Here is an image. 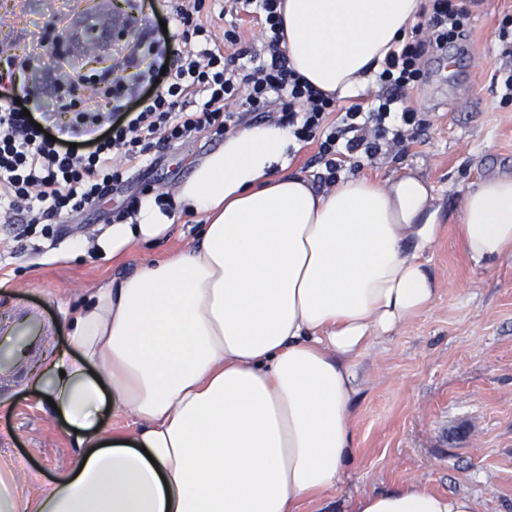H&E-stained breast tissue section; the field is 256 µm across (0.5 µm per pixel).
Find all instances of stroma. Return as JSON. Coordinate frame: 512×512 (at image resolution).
Here are the masks:
<instances>
[{
  "mask_svg": "<svg viewBox=\"0 0 512 512\" xmlns=\"http://www.w3.org/2000/svg\"><path fill=\"white\" fill-rule=\"evenodd\" d=\"M94 2L0 0V74L8 73V58L34 56L24 74L30 106L50 109V125L69 117L52 109L56 72L46 50L57 39L58 18ZM470 10L467 38L449 48L446 59L430 60L425 80L406 96V106L428 120L426 134L402 154L343 158L339 178L382 180L406 166L427 182L442 211L455 214L462 182L512 170V99L493 78L512 57V26L502 24L512 16V0H474ZM217 147L209 130L193 133L143 168L132 192L173 193ZM174 222L170 237L133 249L119 264L91 249L75 252V242H95L104 227L91 210L66 224L63 243L44 254L0 225V244L7 247L0 254V318L38 310L50 331L46 353L74 352L69 317L85 292L187 249L202 219L179 213ZM428 259L435 301L353 360L358 448L341 482L301 512H350L360 494L408 482L473 497L480 512H512V259L475 267L451 225ZM74 454L61 420L39 408L28 370L1 379L0 461H10L20 475V493L46 489Z\"/></svg>",
  "mask_w": 512,
  "mask_h": 512,
  "instance_id": "stroma-1",
  "label": "stroma"
}]
</instances>
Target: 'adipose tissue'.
Masks as SVG:
<instances>
[{
    "mask_svg": "<svg viewBox=\"0 0 512 512\" xmlns=\"http://www.w3.org/2000/svg\"><path fill=\"white\" fill-rule=\"evenodd\" d=\"M423 0H283L293 69L339 99L374 83ZM288 128L229 134L180 184L176 211L200 242L93 289L71 319L79 351L36 386L74 436L70 467L19 495L0 464V512H299L340 481L356 447L351 361L428 309L425 255L444 217L409 168L317 192L289 169ZM457 217L478 267L512 259V174L463 184ZM156 198L98 240L105 258L167 236ZM111 406L137 419L103 426ZM353 512H479L467 495L408 483L361 495Z\"/></svg>",
    "mask_w": 512,
    "mask_h": 512,
    "instance_id": "obj_1",
    "label": "adipose tissue"
}]
</instances>
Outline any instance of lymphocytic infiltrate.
Returning a JSON list of instances; mask_svg holds the SVG:
<instances>
[{
  "mask_svg": "<svg viewBox=\"0 0 512 512\" xmlns=\"http://www.w3.org/2000/svg\"><path fill=\"white\" fill-rule=\"evenodd\" d=\"M430 2L431 14L414 25L412 40L386 55L370 106L352 104L333 122L335 97L296 73L281 47V0H224L225 13L259 19L262 41L249 46L234 25L225 29L223 43L214 41L203 21L206 0H168L157 22L137 36L148 42L152 62L143 64L133 52L124 58L139 84L132 102L71 68L69 99L59 109L76 118L49 137L24 113L28 90L0 97V222L37 225L49 237L50 219L69 221L100 206L154 149L203 128L220 139L248 118L272 113L298 141L319 138L323 179L335 183L341 152L374 158L384 142L401 146L425 129V120L401 102L422 82L429 60L465 37L470 19L468 0ZM86 86L91 96H80Z\"/></svg>",
  "mask_w": 512,
  "mask_h": 512,
  "instance_id": "lymphocytic-infiltrate-1",
  "label": "lymphocytic infiltrate"
}]
</instances>
